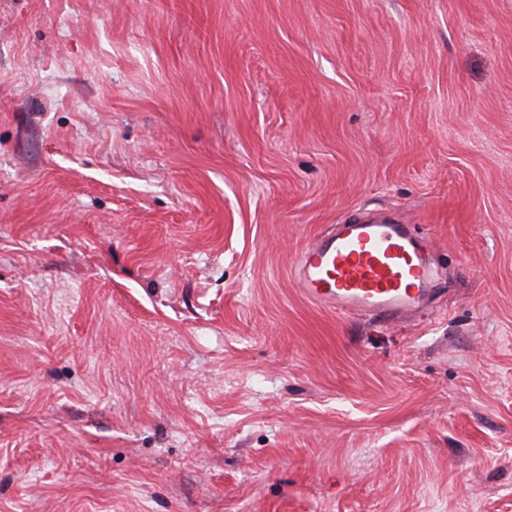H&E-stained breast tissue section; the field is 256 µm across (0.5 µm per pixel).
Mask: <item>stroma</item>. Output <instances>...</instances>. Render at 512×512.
Here are the masks:
<instances>
[{
  "label": "stroma",
  "mask_w": 512,
  "mask_h": 512,
  "mask_svg": "<svg viewBox=\"0 0 512 512\" xmlns=\"http://www.w3.org/2000/svg\"><path fill=\"white\" fill-rule=\"evenodd\" d=\"M0 512H512V0H0ZM426 245L407 224L381 215L335 224L298 256L302 294L348 314L401 317L422 311L432 288Z\"/></svg>",
  "instance_id": "1"
}]
</instances>
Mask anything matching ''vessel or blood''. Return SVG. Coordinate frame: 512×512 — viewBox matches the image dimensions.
I'll return each mask as SVG.
<instances>
[{
	"instance_id": "1",
	"label": "vessel or blood",
	"mask_w": 512,
	"mask_h": 512,
	"mask_svg": "<svg viewBox=\"0 0 512 512\" xmlns=\"http://www.w3.org/2000/svg\"><path fill=\"white\" fill-rule=\"evenodd\" d=\"M426 245L409 225L364 215L334 225L299 255L302 294L348 314L401 317L422 311L432 290Z\"/></svg>"
}]
</instances>
